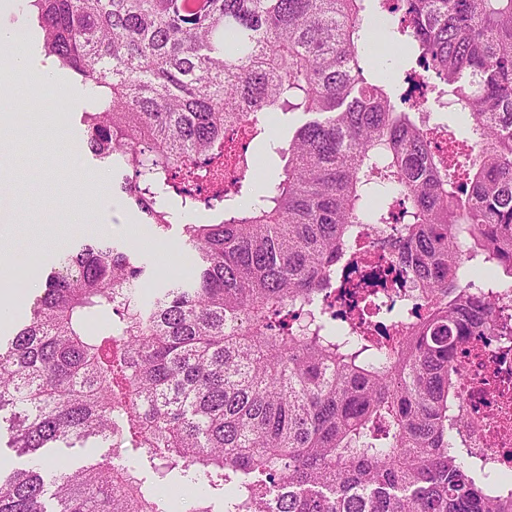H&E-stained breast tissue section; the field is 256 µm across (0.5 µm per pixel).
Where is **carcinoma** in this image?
I'll use <instances>...</instances> for the list:
<instances>
[{"label": "carcinoma", "instance_id": "obj_1", "mask_svg": "<svg viewBox=\"0 0 512 512\" xmlns=\"http://www.w3.org/2000/svg\"><path fill=\"white\" fill-rule=\"evenodd\" d=\"M45 56L100 89L86 143L191 272L156 278L110 238L61 253L0 343V421L26 467L0 512H47L40 450L90 439L112 459L56 478L54 512H512L455 447L458 354L512 279V0H27ZM462 106L469 139L396 94ZM307 119L278 133L269 115ZM285 140L274 181L236 139ZM254 166L255 192L224 188ZM415 287L397 331L336 311L357 228ZM146 450V459L123 454ZM179 481L192 493L172 499Z\"/></svg>", "mask_w": 512, "mask_h": 512}]
</instances>
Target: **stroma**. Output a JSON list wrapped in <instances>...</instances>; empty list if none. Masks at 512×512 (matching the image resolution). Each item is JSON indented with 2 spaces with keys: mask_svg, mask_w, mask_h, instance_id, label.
Segmentation results:
<instances>
[{
  "mask_svg": "<svg viewBox=\"0 0 512 512\" xmlns=\"http://www.w3.org/2000/svg\"><path fill=\"white\" fill-rule=\"evenodd\" d=\"M28 65L29 77H42L44 88L63 93L65 110L56 124L63 138L78 144L80 150L77 154H70L61 148L60 140L46 133L45 115L28 113L22 91L9 95V109L0 112V117L5 120L0 131L4 132L11 150L12 164L8 176L14 197L0 199V211L14 218L13 232L6 239L7 246L35 254L33 267L36 275L33 282L24 284L25 294H33L34 283L42 282L44 271L55 263L59 250L75 245L79 238H93V226L99 222L109 225L112 238L145 248L158 265H166L173 270L189 266L192 254L183 244L182 227L189 222L206 221L207 215L203 212L175 211L169 230L159 236L142 224L124 200L116 195L112 198L111 208L90 211V228L83 236L71 234L73 215L62 201L74 185L75 174L82 172L94 176L103 172L112 179L116 171L103 169L85 147L82 114L91 110L94 98L86 94L84 85L73 77L61 76L45 58L41 44L34 41L29 44Z\"/></svg>",
  "mask_w": 512,
  "mask_h": 512,
  "instance_id": "obj_1",
  "label": "stroma"
}]
</instances>
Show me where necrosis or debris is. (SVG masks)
I'll list each match as a JSON object with an SVG mask.
<instances>
[{
    "mask_svg": "<svg viewBox=\"0 0 512 512\" xmlns=\"http://www.w3.org/2000/svg\"><path fill=\"white\" fill-rule=\"evenodd\" d=\"M492 311L494 335L459 358L458 435L486 469L512 471V289L502 291Z\"/></svg>",
    "mask_w": 512,
    "mask_h": 512,
    "instance_id": "necrosis-or-debris-1",
    "label": "necrosis or debris"
}]
</instances>
